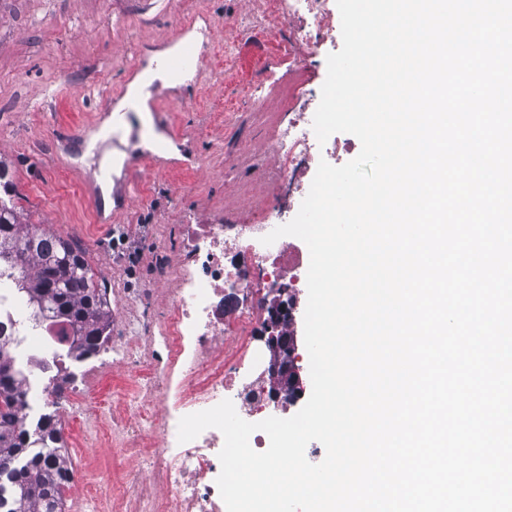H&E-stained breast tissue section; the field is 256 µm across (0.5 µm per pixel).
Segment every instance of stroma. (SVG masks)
<instances>
[{
  "instance_id": "1",
  "label": "stroma",
  "mask_w": 512,
  "mask_h": 512,
  "mask_svg": "<svg viewBox=\"0 0 512 512\" xmlns=\"http://www.w3.org/2000/svg\"><path fill=\"white\" fill-rule=\"evenodd\" d=\"M269 0H0V162L10 166L14 203L26 224L78 246L99 283L108 288L113 315L137 321L141 288L154 289L163 311L175 285L153 281L158 255L177 262L187 224H247L271 193L280 171L278 130L289 108L315 112L327 75L326 59L341 38L318 51L295 47L300 70L269 72L242 62L224 72V47L237 39L236 19L259 18ZM195 43L203 62L190 77L173 73L142 91L127 122L113 124L109 141L90 147L87 133L102 124V98L119 102L149 63H165L181 44ZM263 85L251 97L243 80ZM167 142L174 166L144 167L143 155ZM349 133L332 134L313 162L297 171V189L284 193L283 212H298L299 189L311 185L319 161L343 165L360 152ZM101 187L125 179L128 197L110 207L88 199L89 177L104 163ZM143 341L136 362L113 364L100 380V358L76 366V379L103 384L113 411L130 403L128 384L152 356ZM73 466L110 470L131 464L119 451L84 446L77 430L63 433Z\"/></svg>"
}]
</instances>
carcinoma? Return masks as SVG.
<instances>
[{
  "instance_id": "1",
  "label": "carcinoma",
  "mask_w": 512,
  "mask_h": 512,
  "mask_svg": "<svg viewBox=\"0 0 512 512\" xmlns=\"http://www.w3.org/2000/svg\"><path fill=\"white\" fill-rule=\"evenodd\" d=\"M13 182L0 163V274L14 278L16 296L35 310L70 326L79 337L67 357L82 362L101 351L110 333L112 308L81 251L63 238L32 233L10 199ZM0 322V512H59L69 463L56 413L32 422L19 416L29 408L28 373L17 362Z\"/></svg>"
}]
</instances>
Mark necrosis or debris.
Here are the masks:
<instances>
[{
  "label": "necrosis or debris",
  "mask_w": 512,
  "mask_h": 512,
  "mask_svg": "<svg viewBox=\"0 0 512 512\" xmlns=\"http://www.w3.org/2000/svg\"><path fill=\"white\" fill-rule=\"evenodd\" d=\"M327 4L328 0H271L264 19L241 22L240 41L224 50L226 69H235L241 51L285 25L295 40L315 47L335 37L336 19ZM299 120V113H289L281 131L284 182L312 159L310 135L293 133ZM271 230L263 222L241 224L229 236L221 224L188 225L178 264L160 268L161 277L177 283L165 314L162 320L141 326L151 336L154 353L148 372L136 381L137 410L113 415L105 424L75 420L68 411L58 417L60 426L79 425L88 445H119L135 461L118 482L107 471L74 472L63 494L70 503L68 512H220L218 487L208 478L220 467L219 436L209 431L182 443L178 423L225 399L240 414L260 410L261 396L270 391L263 384L240 390L234 363L214 349L213 342L227 337L239 345L243 357H250V340L268 317L265 288L287 280L289 269V251L280 243L262 253L256 249ZM287 282L296 288V281ZM0 316L13 322L6 334L19 362L42 374L53 362V348L63 334L61 323L47 314L33 316L11 300L0 304Z\"/></svg>",
  "instance_id": "necrosis-or-debris-1"
}]
</instances>
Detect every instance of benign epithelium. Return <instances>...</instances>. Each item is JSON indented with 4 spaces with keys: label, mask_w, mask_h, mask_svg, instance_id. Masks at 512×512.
Masks as SVG:
<instances>
[{
    "label": "benign epithelium",
    "mask_w": 512,
    "mask_h": 512,
    "mask_svg": "<svg viewBox=\"0 0 512 512\" xmlns=\"http://www.w3.org/2000/svg\"><path fill=\"white\" fill-rule=\"evenodd\" d=\"M296 297L288 291L286 297L278 299L270 309V317L264 334L265 345L271 358L267 372L274 384L272 399L282 397L298 399L303 391L300 368L297 365V339L294 333L281 329L282 316H288V325L295 323Z\"/></svg>",
    "instance_id": "7a95c632"
}]
</instances>
